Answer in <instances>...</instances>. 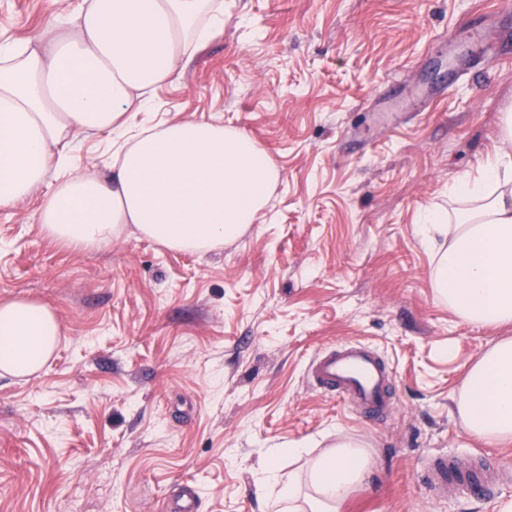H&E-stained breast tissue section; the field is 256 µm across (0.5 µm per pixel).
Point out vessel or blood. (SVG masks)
<instances>
[{
  "instance_id": "b4317fda",
  "label": "vessel or blood",
  "mask_w": 512,
  "mask_h": 512,
  "mask_svg": "<svg viewBox=\"0 0 512 512\" xmlns=\"http://www.w3.org/2000/svg\"><path fill=\"white\" fill-rule=\"evenodd\" d=\"M311 385L346 401L363 420L387 417L394 398V371L370 344L349 341L334 344L317 354L308 367ZM433 495L447 497L458 491L484 495L491 487L485 472L472 461L445 455L423 463Z\"/></svg>"
}]
</instances>
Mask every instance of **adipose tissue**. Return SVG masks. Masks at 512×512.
<instances>
[{
    "label": "adipose tissue",
    "mask_w": 512,
    "mask_h": 512,
    "mask_svg": "<svg viewBox=\"0 0 512 512\" xmlns=\"http://www.w3.org/2000/svg\"><path fill=\"white\" fill-rule=\"evenodd\" d=\"M75 29L38 45H0V207L38 189L39 221L51 238L76 245L110 241L124 225L177 250L206 252L253 224L280 179L268 153L244 130L205 120L131 128L124 116L148 108L209 32L224 23L222 0H80ZM125 141L108 176L79 171L78 133ZM456 210L427 213L421 235L433 255V284L461 319L512 322V115L501 145L477 176L448 188ZM60 323L46 306L0 304V375L28 378L52 357ZM467 431L489 442L512 438V340L469 370L456 401ZM372 461L340 440L307 470L266 481L294 502L300 485L319 512H338Z\"/></svg>",
    "instance_id": "adipose-tissue-1"
}]
</instances>
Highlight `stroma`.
Instances as JSON below:
<instances>
[{
  "label": "stroma",
  "mask_w": 512,
  "mask_h": 512,
  "mask_svg": "<svg viewBox=\"0 0 512 512\" xmlns=\"http://www.w3.org/2000/svg\"><path fill=\"white\" fill-rule=\"evenodd\" d=\"M77 0H0V42L34 40ZM224 28L153 92L151 123L245 130L280 172L268 208L206 253L134 226L74 249L42 193L0 207V304L50 306L48 365L0 376V512H288L260 466L307 468L337 439L372 459L342 512H502L512 443L463 426L471 366L512 322L462 321L431 279L422 214L451 207L512 113V0H224ZM372 343L395 371L384 421L307 382L315 353ZM303 447L299 456L285 447ZM485 455L493 493L435 501L424 457Z\"/></svg>",
  "instance_id": "35a3bbf8"
}]
</instances>
